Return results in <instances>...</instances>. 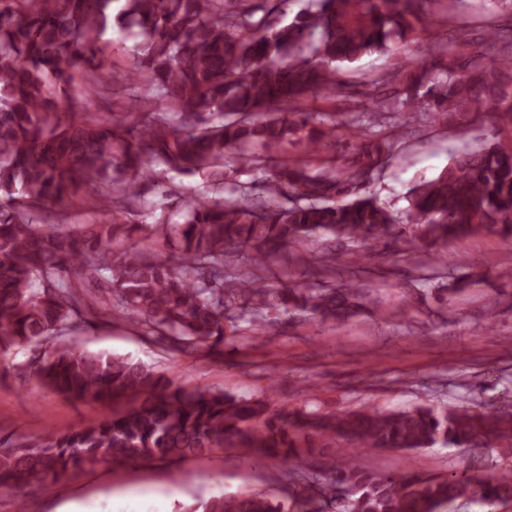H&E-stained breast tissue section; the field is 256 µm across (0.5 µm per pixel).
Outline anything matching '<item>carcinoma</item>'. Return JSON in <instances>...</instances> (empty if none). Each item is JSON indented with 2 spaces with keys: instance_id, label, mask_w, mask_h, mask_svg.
Wrapping results in <instances>:
<instances>
[{
  "instance_id": "carcinoma-1",
  "label": "carcinoma",
  "mask_w": 512,
  "mask_h": 512,
  "mask_svg": "<svg viewBox=\"0 0 512 512\" xmlns=\"http://www.w3.org/2000/svg\"><path fill=\"white\" fill-rule=\"evenodd\" d=\"M113 2L0 0V371L32 375L77 401L134 404L43 441L0 437V487L238 446L287 462L288 495H221L186 512H447L470 497L512 505L511 465L487 478H440L369 471L349 448L299 460L300 447L337 440L364 450L486 448L511 459V413L418 404L304 415L273 384L250 397L186 391L143 363L72 340L89 305L107 323L132 319L195 348L216 349L243 329L269 333L297 314L341 325L380 313L365 289L334 280L291 288L266 275L269 265L311 238L323 242L321 255L295 259L312 276L335 262L338 246L363 258L391 240L409 253L484 230L511 238L512 148L455 155L409 189L401 216L362 187L421 114L448 112L466 125L494 112L512 122V26L476 45L452 38L379 78L398 83L391 98L346 120L302 102L336 95L343 66L398 49L425 27L428 0H312L283 27L254 19L259 4L229 10L236 0H122L117 23L140 38L125 75L140 111L94 112L88 91L111 69L103 44ZM381 123L392 124L386 139L374 130ZM288 143L303 156L279 159ZM327 149L340 154L322 156ZM243 167L251 180L235 185L236 198L195 195L182 200L183 223L149 225L177 256L112 249L114 238L142 229L127 215L145 182L177 171L219 189ZM86 203L112 211V223L68 229L41 218ZM24 349L35 350L32 359L7 364Z\"/></svg>"
}]
</instances>
